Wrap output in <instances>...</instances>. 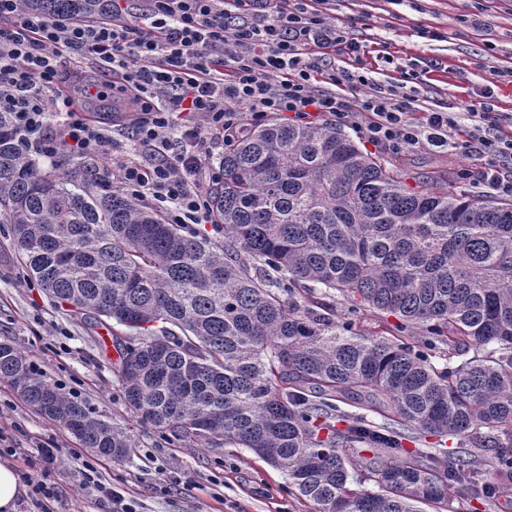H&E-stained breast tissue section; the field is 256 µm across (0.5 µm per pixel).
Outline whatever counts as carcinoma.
Here are the masks:
<instances>
[{"instance_id":"cac0c4a2","label":"carcinoma","mask_w":512,"mask_h":512,"mask_svg":"<svg viewBox=\"0 0 512 512\" xmlns=\"http://www.w3.org/2000/svg\"><path fill=\"white\" fill-rule=\"evenodd\" d=\"M19 4L112 17L110 0ZM18 140L0 112V224L55 305L128 329L113 373L137 426L246 448L313 512H424L454 486L478 500L512 482V203L446 175L410 189L336 124L272 119L224 146L209 231L106 188L102 165H46ZM337 298L394 317L390 337L333 320ZM0 380L81 447L134 453L133 426L103 420L7 341ZM414 434L437 441L404 448ZM485 448L495 481L478 490Z\"/></svg>"}]
</instances>
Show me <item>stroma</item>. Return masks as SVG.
Returning a JSON list of instances; mask_svg holds the SVG:
<instances>
[{
    "instance_id": "stroma-1",
    "label": "stroma",
    "mask_w": 512,
    "mask_h": 512,
    "mask_svg": "<svg viewBox=\"0 0 512 512\" xmlns=\"http://www.w3.org/2000/svg\"><path fill=\"white\" fill-rule=\"evenodd\" d=\"M320 9L363 48L356 60L333 56L336 66L360 69L381 85L413 73L418 111L464 114L488 102L503 125L512 124V0H324ZM400 159L410 188L432 187L444 174L458 190L483 192L471 154L436 148L387 157ZM0 341L20 348L50 383L95 407L104 420L130 423L112 372L118 353L111 331L56 307L27 279L6 224H0ZM77 445L0 381V459L27 488L18 512H112L111 501L87 487L83 464L72 455ZM92 462L96 478L123 488L140 512L311 510L290 493L285 473L217 438L185 444L144 431L130 459L96 456ZM41 483L52 498L39 500Z\"/></svg>"
}]
</instances>
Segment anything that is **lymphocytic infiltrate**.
<instances>
[{"mask_svg":"<svg viewBox=\"0 0 512 512\" xmlns=\"http://www.w3.org/2000/svg\"><path fill=\"white\" fill-rule=\"evenodd\" d=\"M359 46L307 0H142L130 20L128 0H112V20L83 24L20 13L0 0V112L12 113L24 150L45 160L61 151L103 158L111 183L171 224L210 223V196L196 180L213 150L211 132L232 141L244 119L330 115L367 142L398 154L452 147L485 160L481 180L512 198V134L499 130L490 106L461 121L453 112L414 119L415 99L347 69H326L328 52ZM99 67L96 97L131 98L139 107L128 137L144 153L131 164L108 129L78 115L58 92L64 58ZM358 91L356 102L317 93L313 81Z\"/></svg>","mask_w":512,"mask_h":512,"instance_id":"1","label":"lymphocytic infiltrate"}]
</instances>
